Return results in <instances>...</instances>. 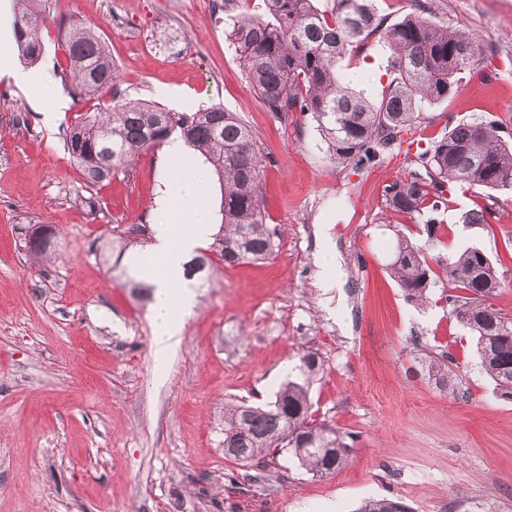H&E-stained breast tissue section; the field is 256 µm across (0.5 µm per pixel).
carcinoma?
<instances>
[{"instance_id":"1","label":"carcinoma","mask_w":512,"mask_h":512,"mask_svg":"<svg viewBox=\"0 0 512 512\" xmlns=\"http://www.w3.org/2000/svg\"><path fill=\"white\" fill-rule=\"evenodd\" d=\"M19 38L25 55L42 54L29 29L35 18L49 15L42 0H21ZM224 0L228 40L240 54L249 82L265 109L280 117L290 112L312 114L330 156L357 168L383 161L401 145V134H415L418 103L448 100L461 75L481 73L488 65L478 39L458 28L411 13L390 25L377 17L369 0H333L321 11L313 0ZM375 38L391 51L392 79L377 102L348 87L342 60ZM68 92L93 99L112 88L115 67L100 37L76 24L65 27ZM503 123L490 120L459 123L417 152L424 172L414 171L385 188L390 209L410 219L437 210L448 184L459 182L478 190H512V143L501 135ZM179 135L185 145L210 165L221 194L218 230L209 251L185 265L189 280L212 265L216 255L226 267L267 260L277 238L262 209L260 179L263 155L252 129L221 106L169 112L159 106L112 101L103 112H85L69 126L66 147L89 187H96L132 166L139 154ZM493 211L479 205L465 213V224H487ZM144 224H133L119 236L121 250L147 242ZM53 230L40 225L28 232L25 244L42 258L51 248ZM390 270L408 298L423 301L435 284L434 271L422 250L405 237L392 246ZM448 283L466 292L455 301L456 320L476 339L480 362L502 398L512 399V318L488 299L499 287L493 260L481 249L467 247L443 267ZM136 292L149 288L146 272L137 265L122 270ZM324 361L308 351L298 374L286 380L274 400L241 401L224 407V447L230 460L261 467L286 452L314 475H330L344 463L347 445L336 429L312 419L310 386ZM357 512H409L388 499H368Z\"/></svg>"}]
</instances>
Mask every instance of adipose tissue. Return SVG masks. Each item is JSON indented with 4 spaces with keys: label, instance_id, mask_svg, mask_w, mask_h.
Masks as SVG:
<instances>
[{
    "label": "adipose tissue",
    "instance_id": "ef3b65f1",
    "mask_svg": "<svg viewBox=\"0 0 512 512\" xmlns=\"http://www.w3.org/2000/svg\"><path fill=\"white\" fill-rule=\"evenodd\" d=\"M180 173L162 178L156 200L159 219L153 226L149 256L155 270L151 352L158 367H165L181 342L183 320L196 305V293L184 277V264L212 232V218L199 202L205 172L188 158L181 140L165 146Z\"/></svg>",
    "mask_w": 512,
    "mask_h": 512
}]
</instances>
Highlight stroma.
<instances>
[{
    "label": "stroma",
    "instance_id": "1",
    "mask_svg": "<svg viewBox=\"0 0 512 512\" xmlns=\"http://www.w3.org/2000/svg\"><path fill=\"white\" fill-rule=\"evenodd\" d=\"M160 2L50 0L56 20L94 27L110 53L118 79L101 99L69 97L56 20L39 28L43 51L31 64L52 85L23 90L0 77V512H357L368 498L411 512H512V401L482 369L447 281L422 306L389 269L402 236L437 273L479 247L498 269L492 302L512 318V193L493 192L483 225L462 223L476 197L460 188L433 225L412 222L387 207L385 188L416 170L414 152L361 170L334 162L312 115L266 111L226 36L224 0H181L172 20ZM371 3L391 23L423 10L468 30L490 59L448 101L420 104L424 138L512 120V0ZM388 56L369 42L343 67L350 87L379 99ZM162 87L175 96H158ZM64 96L68 109L46 122ZM115 99L237 113L262 146V207L280 232L269 260H217L203 272L162 371L152 299L124 287L112 242L153 224L163 150L92 191L65 147L77 115ZM35 224L56 232L40 264L24 246ZM324 241L336 249L333 288L317 265ZM308 351L324 362L313 417L344 436L347 459L315 477L282 455L246 480V467L224 457V406L271 401ZM445 358L451 390L427 368Z\"/></svg>",
    "mask_w": 512,
    "mask_h": 512
}]
</instances>
